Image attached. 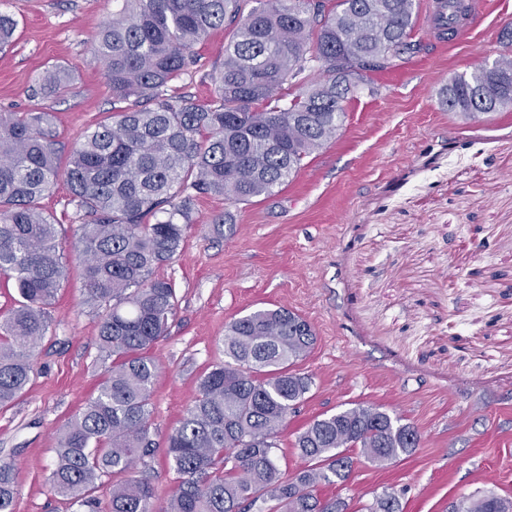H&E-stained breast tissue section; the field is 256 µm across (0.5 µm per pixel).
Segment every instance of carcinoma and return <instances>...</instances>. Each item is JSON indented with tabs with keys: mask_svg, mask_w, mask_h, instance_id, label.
<instances>
[{
	"mask_svg": "<svg viewBox=\"0 0 512 512\" xmlns=\"http://www.w3.org/2000/svg\"><path fill=\"white\" fill-rule=\"evenodd\" d=\"M97 24L93 57L112 91V116L88 126L67 158L46 112L0 113V275L19 299L0 320V406L25 389L46 335L49 308L70 250L86 278L84 304L97 314V362L105 367L95 396L65 424L48 477L50 492L105 512H345L315 488L343 480L358 445L384 466L418 443L410 425L357 406L312 420L295 445L312 462L294 477L275 449L288 416L311 379L293 370L312 348L315 331L285 307L254 310L226 326L224 360L212 365L167 438L165 455L177 487L163 507L147 477L157 446L151 399L159 374L149 351L168 330L177 296L153 278L170 261L191 221L193 199L221 195L245 202L270 195L304 160L336 136L344 103L368 74L411 55L415 0H119ZM235 25L224 64L211 74L212 98L200 103L169 84L194 63L211 30ZM16 21L0 13V50ZM318 67L320 78H297ZM61 68L45 72L36 94L67 87ZM296 86L289 99L283 85ZM441 102L464 120L512 107V58L452 77ZM64 182L88 221L63 245L41 200ZM124 479L105 483L114 476ZM15 473L0 462V512H14ZM453 512H512L501 499H463ZM370 512H399L395 493Z\"/></svg>",
	"mask_w": 512,
	"mask_h": 512,
	"instance_id": "obj_1",
	"label": "carcinoma"
}]
</instances>
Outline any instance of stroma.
<instances>
[{"instance_id": "obj_1", "label": "stroma", "mask_w": 512, "mask_h": 512, "mask_svg": "<svg viewBox=\"0 0 512 512\" xmlns=\"http://www.w3.org/2000/svg\"><path fill=\"white\" fill-rule=\"evenodd\" d=\"M436 2L416 0L421 51L370 74L335 138L285 185L245 203L195 198L179 252L154 271L178 299L150 350L160 368L157 445L206 368L223 359L227 324L282 306L316 333L295 364L312 384L278 439L282 471L308 467L295 440L314 418L365 405L413 426L418 444L385 466L348 449V477L320 485V499H342L346 512H368L386 491L401 512H447L485 492L512 500V109L465 121L440 99L450 77L504 54L512 0H466L467 18L450 38L429 26ZM116 8L115 0H0V13L18 22L0 52V112L49 113L70 153L93 119L112 113L92 44L98 20ZM232 36L226 26L211 30L174 89L208 101ZM53 66L69 72L67 87L33 97ZM84 293L82 269L68 262L30 383L0 409L15 512H87L47 483L59 430L103 378Z\"/></svg>"}]
</instances>
